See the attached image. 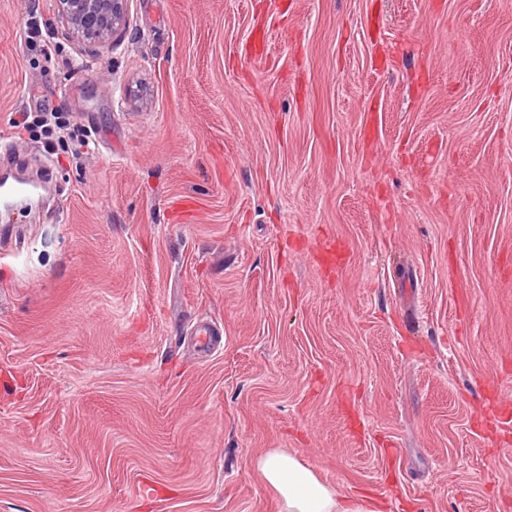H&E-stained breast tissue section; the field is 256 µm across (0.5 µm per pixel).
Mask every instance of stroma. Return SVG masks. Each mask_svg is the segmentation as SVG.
<instances>
[{
  "label": "stroma",
  "mask_w": 512,
  "mask_h": 512,
  "mask_svg": "<svg viewBox=\"0 0 512 512\" xmlns=\"http://www.w3.org/2000/svg\"><path fill=\"white\" fill-rule=\"evenodd\" d=\"M42 104L96 149L0 209V512H281L275 448L512 512V0H0V142ZM73 34L106 43L125 20L126 0H54Z\"/></svg>",
  "instance_id": "stroma-1"
}]
</instances>
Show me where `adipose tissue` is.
<instances>
[{"label": "adipose tissue", "instance_id": "adipose-tissue-1", "mask_svg": "<svg viewBox=\"0 0 512 512\" xmlns=\"http://www.w3.org/2000/svg\"><path fill=\"white\" fill-rule=\"evenodd\" d=\"M256 468L279 498L281 512H379L374 500L344 495L295 454L269 451L257 459Z\"/></svg>", "mask_w": 512, "mask_h": 512}]
</instances>
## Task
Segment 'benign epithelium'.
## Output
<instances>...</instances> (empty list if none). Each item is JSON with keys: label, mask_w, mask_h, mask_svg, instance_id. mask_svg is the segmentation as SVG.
Listing matches in <instances>:
<instances>
[{"label": "benign epithelium", "mask_w": 512, "mask_h": 512, "mask_svg": "<svg viewBox=\"0 0 512 512\" xmlns=\"http://www.w3.org/2000/svg\"><path fill=\"white\" fill-rule=\"evenodd\" d=\"M55 8L73 34L106 43L125 20L126 0H55Z\"/></svg>", "instance_id": "7a95c632"}]
</instances>
